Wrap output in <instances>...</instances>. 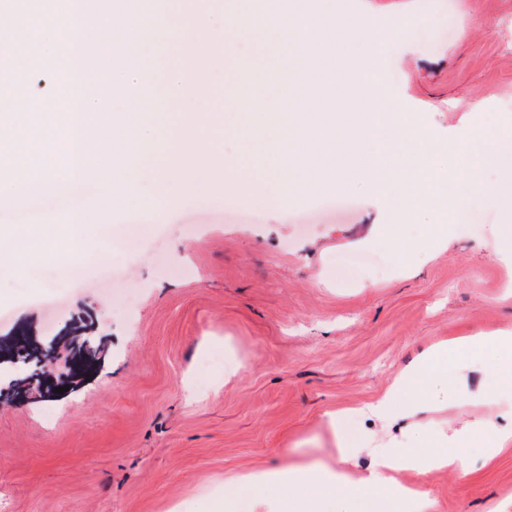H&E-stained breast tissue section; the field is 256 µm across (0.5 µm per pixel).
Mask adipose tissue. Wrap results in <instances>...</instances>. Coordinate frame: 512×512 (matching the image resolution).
I'll list each match as a JSON object with an SVG mask.
<instances>
[{"label": "adipose tissue", "instance_id": "adipose-tissue-1", "mask_svg": "<svg viewBox=\"0 0 512 512\" xmlns=\"http://www.w3.org/2000/svg\"><path fill=\"white\" fill-rule=\"evenodd\" d=\"M33 231L48 241H65V248L57 253L60 266L70 270L83 260V252L73 246L87 232L81 224L64 228L56 224H4L0 226V241H16ZM459 348L494 349L502 364L497 390L502 397L512 398V333L481 334L443 342L424 353L419 365L403 376L401 385L366 405L364 414L396 423L434 410V400L417 383L424 378H442L449 351ZM477 434L474 427L438 433L435 449L428 451L413 449L406 443L378 449L372 466L356 478L341 465H287L242 472L224 484V512H332L330 494L339 488L344 490L351 512H429L428 496L396 485L395 473H426L446 467L466 470L465 447Z\"/></svg>", "mask_w": 512, "mask_h": 512}]
</instances>
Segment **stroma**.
<instances>
[{
	"label": "stroma",
	"instance_id": "obj_1",
	"mask_svg": "<svg viewBox=\"0 0 512 512\" xmlns=\"http://www.w3.org/2000/svg\"><path fill=\"white\" fill-rule=\"evenodd\" d=\"M384 19L409 25L381 60L384 81L420 131L447 145L472 123L512 115V0H371ZM269 38L226 53L183 106L223 116L234 95L225 75L258 66ZM262 112H299L287 79L256 81ZM214 159L260 169L233 125L214 126ZM256 181L245 198L213 183L190 195L143 191L137 206L90 195L92 258L79 277L59 276L47 249L37 271L0 285V339L20 334L58 358L25 372L0 356V512H217L224 479L287 464L335 465L330 412L385 393L435 341L512 331V262L501 259L500 215L476 206L433 244L431 210L408 217L397 240L373 234L385 216L367 187L328 195L283 188L278 205ZM136 288L117 311L114 281ZM60 303L49 314V303ZM100 344L99 365L68 376L77 343ZM493 349L448 363V381L426 383L440 409L418 424L357 418L368 447L349 471L362 475L375 449L402 434L428 439L479 422L501 425ZM471 397H454L459 383ZM468 452L469 473H397L422 488L435 512H512V444Z\"/></svg>",
	"mask_w": 512,
	"mask_h": 512
}]
</instances>
